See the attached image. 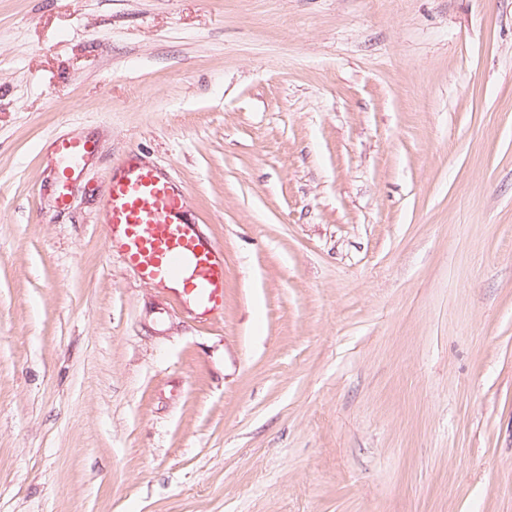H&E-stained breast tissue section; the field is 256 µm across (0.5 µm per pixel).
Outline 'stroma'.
Instances as JSON below:
<instances>
[{
    "instance_id": "1",
    "label": "stroma",
    "mask_w": 512,
    "mask_h": 512,
    "mask_svg": "<svg viewBox=\"0 0 512 512\" xmlns=\"http://www.w3.org/2000/svg\"><path fill=\"white\" fill-rule=\"evenodd\" d=\"M131 150L212 323L106 242ZM0 512H512V0H0ZM55 150L70 164L63 170V177L68 179L75 167L95 153L96 144L89 140H62L56 143Z\"/></svg>"
}]
</instances>
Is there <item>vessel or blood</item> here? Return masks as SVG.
Masks as SVG:
<instances>
[{
	"label": "vessel or blood",
	"mask_w": 512,
	"mask_h": 512,
	"mask_svg": "<svg viewBox=\"0 0 512 512\" xmlns=\"http://www.w3.org/2000/svg\"><path fill=\"white\" fill-rule=\"evenodd\" d=\"M58 154L78 166L96 151L89 140H62ZM105 235L141 279L166 287L201 322L224 312V251L186 216L185 196L159 171L128 155L102 195Z\"/></svg>",
	"instance_id": "1"
}]
</instances>
